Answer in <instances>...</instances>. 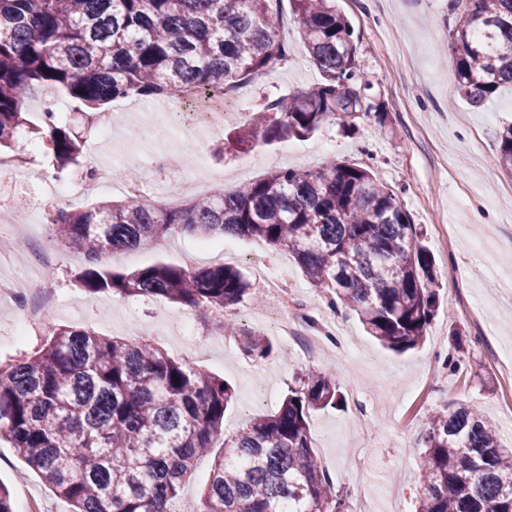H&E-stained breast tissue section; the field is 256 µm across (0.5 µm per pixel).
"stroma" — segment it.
<instances>
[{
  "label": "stroma",
  "instance_id": "1",
  "mask_svg": "<svg viewBox=\"0 0 512 512\" xmlns=\"http://www.w3.org/2000/svg\"><path fill=\"white\" fill-rule=\"evenodd\" d=\"M337 6L351 24L357 68L368 83L370 111L357 118V135L330 123L307 138L261 144L219 159L214 149L224 142L225 132L200 124L189 142L161 127L158 113L182 112L184 104L167 96L127 97L113 100L106 110L112 121L110 141H103L97 116H90L84 162H108L114 170H130L139 180L158 183L168 173L155 166L156 157L176 153L184 167H206L228 190L280 167L308 169L332 158L371 169L396 191L412 222L422 225L443 284L423 346L402 354L385 349L346 309L337 319L357 345V368L345 369L327 354H296L274 331L275 296L256 283L235 311L239 332L261 328L274 345L266 361L254 360L240 342L225 345L200 311L164 298L86 296L74 285L84 260L54 236L49 223L53 206L29 202L12 213L33 223L23 239L26 254L15 258L12 269L29 271L36 265L37 247L53 249L59 261L48 280L56 302L44 322L22 336L21 306L16 299H0V363L39 350L59 326L89 328L109 338H144L232 385L234 401L224 415L229 433L276 410L303 369L326 370L346 405L314 412L311 433L335 489L347 506L366 495L371 512H389L387 493L394 486L407 512H415L425 418L407 416L406 407L420 390H427L430 408L476 405L495 424L503 444L512 447V409L502 401L500 368L489 362L493 352L512 350V290L503 286L505 274L512 272V177L499 164L497 141L502 127L512 122V86L500 88L480 109L457 97V112H449L448 89L457 83L448 46L450 0H337ZM272 7L290 50L269 72L241 82L254 106L268 98H290L321 80L290 0H273ZM211 243L212 250L205 251L198 237L177 234L148 249L104 257L102 264L123 273L156 263L196 269L223 264L249 277L251 261L259 256L285 270L297 288V302L313 317L328 314L322 293L288 253L242 238L216 236ZM447 356L463 364L476 361L474 374L443 369ZM0 482L9 487L15 507H22L29 488L40 494L45 512H68L67 504L3 442Z\"/></svg>",
  "mask_w": 512,
  "mask_h": 512
}]
</instances>
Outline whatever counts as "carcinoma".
Returning a JSON list of instances; mask_svg holds the SVG:
<instances>
[{
	"label": "carcinoma",
	"mask_w": 512,
	"mask_h": 512,
	"mask_svg": "<svg viewBox=\"0 0 512 512\" xmlns=\"http://www.w3.org/2000/svg\"><path fill=\"white\" fill-rule=\"evenodd\" d=\"M291 2L322 82L285 104L265 102L229 133L230 148L305 137L339 114L351 128L362 108L367 83L335 0ZM450 2L458 91L479 107L512 85V0ZM285 54L268 0H0V155L26 129L42 141L56 178L80 166L85 142L53 103L39 123L27 119L38 91H57L75 112L186 90L203 108ZM498 153L512 173V124L498 136ZM50 224L83 256L77 282L88 296L162 297L208 314L221 330L250 295L239 270L156 264L124 274L101 258L176 233L261 242L293 257L330 308L354 311L396 352L423 343L443 288L422 229L394 191L345 160L275 169L174 204L125 197L62 208ZM245 350L264 361L273 346L252 330ZM232 400L223 379L147 340L61 327L39 351L0 366V440L70 512H172L205 455L212 467L196 512H345L310 431L312 413L343 401L335 379L303 370L277 411L228 435ZM422 445L416 512H512V448L476 407L430 412Z\"/></svg>",
	"instance_id": "1"
}]
</instances>
